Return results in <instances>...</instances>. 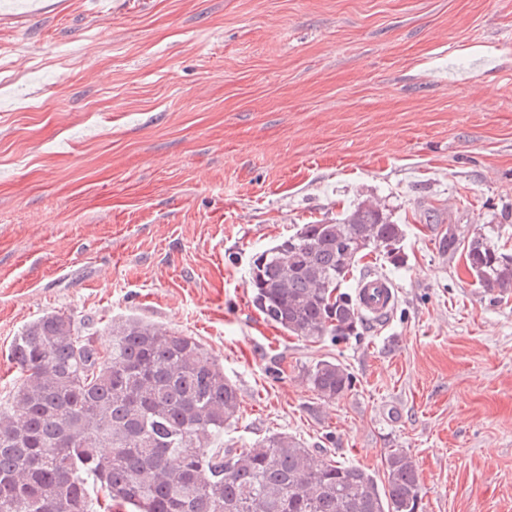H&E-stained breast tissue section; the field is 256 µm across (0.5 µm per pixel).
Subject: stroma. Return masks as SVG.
I'll use <instances>...</instances> for the list:
<instances>
[{
  "instance_id": "35a3bbf8",
  "label": "stroma",
  "mask_w": 512,
  "mask_h": 512,
  "mask_svg": "<svg viewBox=\"0 0 512 512\" xmlns=\"http://www.w3.org/2000/svg\"><path fill=\"white\" fill-rule=\"evenodd\" d=\"M502 44L496 75L471 44ZM373 201L406 229L363 335L268 323L252 255ZM436 210L512 253V0H0V404L24 326L134 315L206 345L238 387L228 440L285 431L423 512H512V293L442 256ZM344 363L320 399L308 373ZM313 390L325 400L343 397L352 387L353 378L348 368L337 360H321L309 372Z\"/></svg>"
}]
</instances>
